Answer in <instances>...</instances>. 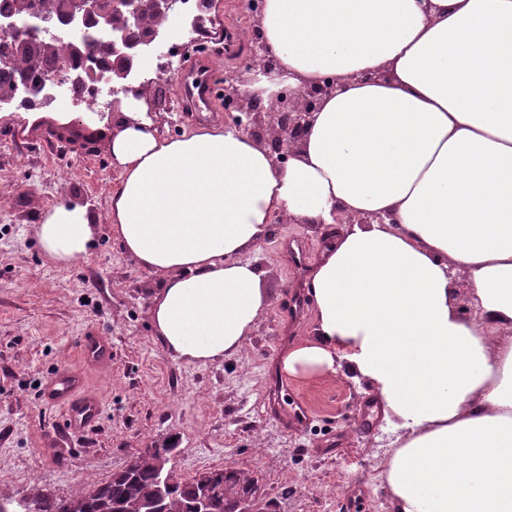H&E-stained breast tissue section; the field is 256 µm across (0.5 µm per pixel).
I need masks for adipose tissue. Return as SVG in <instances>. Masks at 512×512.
Masks as SVG:
<instances>
[{"label": "adipose tissue", "mask_w": 512, "mask_h": 512, "mask_svg": "<svg viewBox=\"0 0 512 512\" xmlns=\"http://www.w3.org/2000/svg\"><path fill=\"white\" fill-rule=\"evenodd\" d=\"M261 31L275 65L243 95L343 82L286 164L230 126L161 138L135 111L112 140L107 219L159 279L161 345L203 365L241 354L271 305L272 217L337 226L310 279L314 335L280 369L341 365L372 387L402 432L393 512H512V0H264ZM358 213L389 221L337 225ZM34 232L66 265L91 217L62 203Z\"/></svg>", "instance_id": "obj_1"}]
</instances>
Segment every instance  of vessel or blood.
I'll list each match as a JSON object with an SVG mask.
<instances>
[{
  "label": "vessel or blood",
  "mask_w": 512,
  "mask_h": 512,
  "mask_svg": "<svg viewBox=\"0 0 512 512\" xmlns=\"http://www.w3.org/2000/svg\"><path fill=\"white\" fill-rule=\"evenodd\" d=\"M181 92L189 109L210 104L217 95L208 60L195 61L184 70ZM78 356L81 368H65L49 378L43 396L47 403L64 410L68 421V432L81 437L95 427L102 415V402L87 388V369L107 370L112 366V345L103 337L89 332L78 340ZM265 414L281 427L295 426L307 422L310 409L288 411L281 400H268Z\"/></svg>",
  "instance_id": "vessel-or-blood-1"
}]
</instances>
